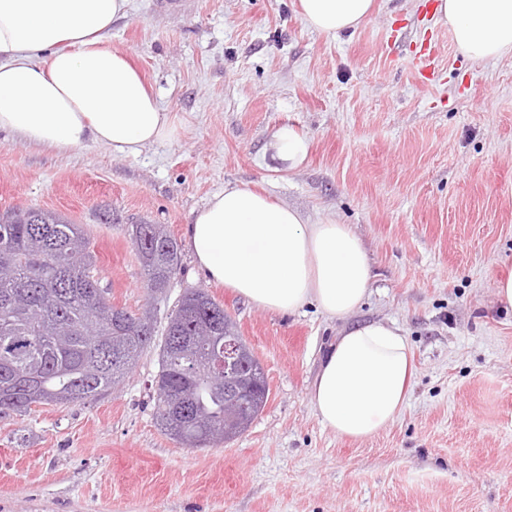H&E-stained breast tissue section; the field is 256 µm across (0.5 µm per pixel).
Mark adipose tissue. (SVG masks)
Here are the masks:
<instances>
[{
    "mask_svg": "<svg viewBox=\"0 0 512 512\" xmlns=\"http://www.w3.org/2000/svg\"><path fill=\"white\" fill-rule=\"evenodd\" d=\"M374 0H297L311 29L336 36L371 16ZM128 0H0V132L60 152L91 143L135 156L172 139L173 113L159 104L125 50L109 47L113 20ZM440 21L474 61L512 52V0H440ZM281 170L299 169L307 139L284 125L269 144ZM204 276L264 311L292 314L316 304L345 320L367 298L372 265L350 225L306 223L296 209L228 183L187 229ZM413 376L398 327L344 328L311 387L322 425L342 438H368L403 409Z\"/></svg>",
    "mask_w": 512,
    "mask_h": 512,
    "instance_id": "adipose-tissue-1",
    "label": "adipose tissue"
}]
</instances>
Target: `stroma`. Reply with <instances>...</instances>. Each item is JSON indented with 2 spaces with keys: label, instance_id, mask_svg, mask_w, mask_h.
I'll list each match as a JSON object with an SVG mask.
<instances>
[{
  "label": "stroma",
  "instance_id": "obj_1",
  "mask_svg": "<svg viewBox=\"0 0 512 512\" xmlns=\"http://www.w3.org/2000/svg\"><path fill=\"white\" fill-rule=\"evenodd\" d=\"M428 37L442 52L424 84L411 57ZM109 44L178 116L176 137L120 157L0 133V213L82 225L111 302L153 306L158 327L185 289L208 290L269 397L234 440L184 447L156 424L151 344L103 396L0 414V512H512V310L495 295L512 273V53L466 58L427 0H377L334 38L292 0H129ZM285 124L311 145L290 173L269 148ZM228 182L361 238L374 277L354 319L399 327L415 368L405 408L376 435L336 437L311 404L342 321L313 304L258 309L197 269L187 226ZM140 222L182 245L154 295L128 236Z\"/></svg>",
  "mask_w": 512,
  "mask_h": 512
}]
</instances>
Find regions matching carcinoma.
<instances>
[{"label":"carcinoma","mask_w":512,"mask_h":512,"mask_svg":"<svg viewBox=\"0 0 512 512\" xmlns=\"http://www.w3.org/2000/svg\"><path fill=\"white\" fill-rule=\"evenodd\" d=\"M129 236L144 283L163 292L181 266V248L161 224H133ZM82 251L74 268L71 254ZM101 278L82 225L41 208L0 214V412L36 404L84 403L118 385L151 346L144 324L114 323L101 304ZM224 305L201 288L185 291L168 317L154 378L155 417L164 434L189 448L208 447L224 428V392L209 384L211 352L190 345L200 326ZM238 374L248 389L243 410L256 418L269 394L259 362L245 357Z\"/></svg>","instance_id":"cac0c4a2"}]
</instances>
